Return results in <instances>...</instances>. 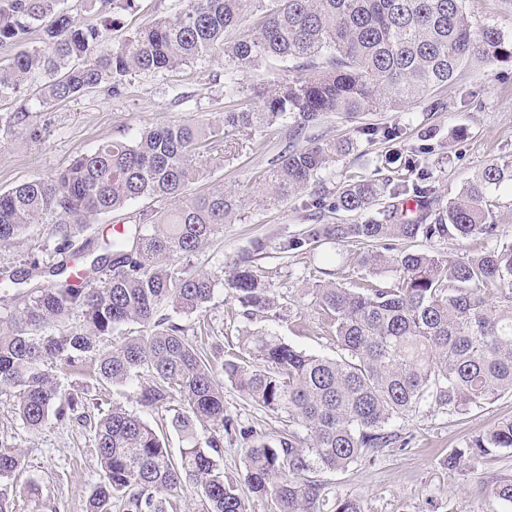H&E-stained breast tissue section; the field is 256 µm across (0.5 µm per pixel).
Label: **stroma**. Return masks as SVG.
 <instances>
[{
    "mask_svg": "<svg viewBox=\"0 0 512 512\" xmlns=\"http://www.w3.org/2000/svg\"><path fill=\"white\" fill-rule=\"evenodd\" d=\"M179 0H137L134 12L124 15L113 29V39L170 16ZM475 27L492 25L512 37V0H465ZM223 58L194 61L159 74L127 76L121 95L100 86L77 98L54 105L43 104L40 79L29 80L18 95L0 99V119L26 109L27 121L11 133L0 132V191L34 178L48 179L78 155L93 151L112 139H135L147 127L188 119L214 118L224 110ZM443 110L430 111L416 102L403 112H366L352 118L327 114L313 133L322 139L357 136L358 148L333 162L320 175V184L335 191L351 176L385 179V164L393 142L358 137L366 126L402 127L407 146L426 145L418 161L443 198L456 197L463 185L490 164H512V61L477 66L464 71L454 84L440 92ZM266 150L256 154L238 149L225 154L222 166L193 183L189 192L200 196L220 189L237 191L243 199L238 221L225 225L221 234L197 253L196 269L219 271L233 258L247 253L251 243L269 245L258 266L273 288L277 306L266 317L248 320L234 315V301L223 284H216L211 301L202 311L179 316L185 328L208 324L212 345L233 352L245 330L263 329L288 344L323 356H339L334 337L316 330L321 319L311 289L325 271L343 270L348 281L369 276L357 263L367 243L348 241L327 244L318 253H279L286 236L301 234L310 224L305 204L308 195H297L277 206H262V175L270 161L291 146L287 125L269 129ZM171 202L145 198L84 225L81 234L111 233L137 224L140 218H160ZM395 252L425 250L441 257L485 251L479 239L463 241L417 239L394 241ZM52 251L44 225L32 226L11 244L0 246V316H10L14 306L5 273L23 269L30 258L48 259ZM224 413L239 425L253 429L256 438H271L285 426V419L245 400L233 386L224 388ZM512 417V393L495 402L472 408L463 415H448L435 408L399 420L394 429L408 442L392 448L375 461H361L344 471H325L318 478L337 496L360 498L365 512H512V503L491 494L504 479H512V449L495 460L469 470H454L443 460L451 448L485 431L501 419ZM0 445L11 448L25 467L7 480L14 495L15 512H86L89 494L99 481L92 432L78 424H48L31 434L23 427L11 390L0 392Z\"/></svg>",
    "mask_w": 512,
    "mask_h": 512,
    "instance_id": "1",
    "label": "stroma"
}]
</instances>
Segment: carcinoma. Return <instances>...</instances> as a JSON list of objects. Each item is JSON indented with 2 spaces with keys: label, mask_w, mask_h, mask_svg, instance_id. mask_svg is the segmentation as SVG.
I'll return each mask as SVG.
<instances>
[{
  "label": "carcinoma",
  "mask_w": 512,
  "mask_h": 512,
  "mask_svg": "<svg viewBox=\"0 0 512 512\" xmlns=\"http://www.w3.org/2000/svg\"><path fill=\"white\" fill-rule=\"evenodd\" d=\"M85 2L100 5V25L78 23L58 8L60 0H0V45L16 49L11 63L0 66V98L19 93L34 73L45 78L46 104L101 84L117 96L132 73H162L221 52L224 113L154 126L133 141H106L50 180L0 192V245L44 224L59 257L9 276L22 309L0 325V391L16 390L18 417L30 431L50 421L93 431L100 482L87 512H180V492L188 486L203 512H247L244 487L273 497L277 512H364L360 499L331 497L312 475L406 444L391 426L425 406L453 416L512 392V240H502L498 225L488 222L493 193L512 184V164L486 166L446 203L421 177L388 179L390 202L376 215L354 224H310L278 243L281 253L348 239L494 243L448 259L428 251L360 255L369 274L393 273L385 287L318 282L312 292L344 352L338 359L261 330L244 331L237 354H209L165 314H192L210 302L219 276L196 270L191 257L240 214L241 200L231 191L192 197L187 190L223 164L219 147L230 134L257 152L263 133L288 119L289 137L298 140L329 113L403 112L421 99L438 110L440 89L461 70L511 61L512 39L494 26L474 29L465 0H181L175 14L114 44L109 32L136 0ZM256 8L265 11L263 23L243 28ZM236 28L237 39L224 40ZM36 29L44 48L29 49ZM260 60L288 64V77L272 89L253 88L250 98L238 74ZM356 147L354 138H313L278 156L264 175L266 201L307 192L321 209L366 211L384 193L374 179L340 187L330 202L312 188L329 162ZM143 197L170 199L177 208L97 243L79 238L78 225ZM251 248L222 272L249 317L277 303L255 265L268 245L257 239ZM176 257L182 263H173ZM45 276L47 285L28 287ZM74 315L83 327H68ZM132 325L141 327L138 334ZM116 332L122 339L112 348L99 346ZM87 359L97 380L114 387L137 381L141 405L172 413L171 426L185 442L179 456L119 399L93 418L90 406L100 403L61 390L45 370L59 362L82 373ZM226 382L288 418L287 429L251 448L240 478L224 472V435L250 439L254 431L224 416ZM200 429L208 433L204 448ZM504 448H512V418L451 449L444 462L474 465ZM22 468L21 457L0 449V479Z\"/></svg>",
  "instance_id": "1"
}]
</instances>
